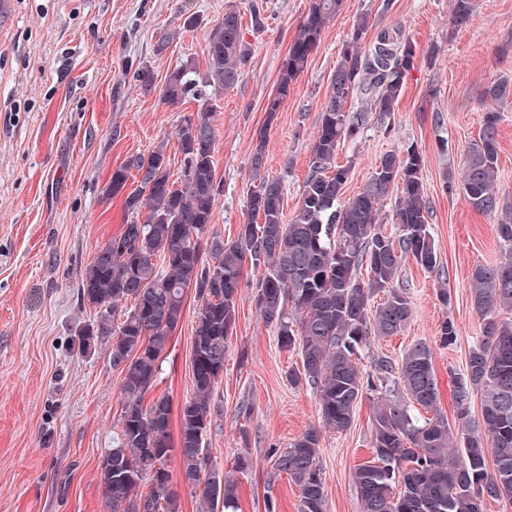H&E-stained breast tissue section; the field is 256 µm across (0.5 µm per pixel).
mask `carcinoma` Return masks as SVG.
<instances>
[{
    "label": "carcinoma",
    "instance_id": "obj_1",
    "mask_svg": "<svg viewBox=\"0 0 512 512\" xmlns=\"http://www.w3.org/2000/svg\"><path fill=\"white\" fill-rule=\"evenodd\" d=\"M341 6L342 0H309L268 99V118L279 111ZM472 10L473 0H453V24L467 23ZM370 28L367 12L353 24L321 108L309 172L291 217L284 214L282 181L264 177L249 189V218L236 238L208 233L221 192L211 95L236 85L249 57L234 8L224 10L206 38L205 72L186 62L162 85L164 101L192 100L197 106V116L185 117L177 130L180 180L170 179L162 145L112 172V195L125 188L130 173L137 179L124 200L127 221L95 252L78 283L81 303L96 311L94 322L78 332L79 347L89 352L105 346L122 375L118 433L98 466L109 512H176L168 469L174 452L182 482L200 490L201 512H237L238 481L210 462L206 440L221 430L215 392L247 266L262 270L254 301L263 323L276 329L282 348L299 351L301 369L289 372L288 381L317 394L322 426L309 428L286 448L267 451L273 476L284 473L297 486L299 512H325L322 431L347 429L358 404L380 389L386 395L373 402L372 458L353 474L362 512H483L489 499L512 502V321L499 316L502 309L512 310V209L500 207L495 190L497 111L484 113L479 139L459 169L448 170V184L469 207L498 215L497 239L511 253L504 262L475 267L467 282L484 330L456 381L458 430L437 412L428 345L407 348L396 363L377 358L374 377L363 376L358 365L359 351L371 337L397 335L411 319L412 303L396 285L403 262L410 258L427 270L437 266L424 158L417 149L385 153L364 187L343 197L351 166L337 164L336 152L360 136L370 114L381 120L391 116L415 61L412 43L395 29H379L362 49ZM484 96L495 103L512 97V82L495 81ZM264 144L261 131L251 159L256 173L265 165ZM392 192L395 237L385 234L380 222L383 201ZM190 289L200 302L192 326L193 394L180 406L175 438L169 397L148 401L146 396L159 380ZM378 296L382 300L371 305ZM475 395L482 418L477 427L471 424ZM415 405L433 416L414 414Z\"/></svg>",
    "mask_w": 512,
    "mask_h": 512
}]
</instances>
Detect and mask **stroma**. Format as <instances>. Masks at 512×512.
Returning <instances> with one entry per match:
<instances>
[{
	"label": "stroma",
	"mask_w": 512,
	"mask_h": 512,
	"mask_svg": "<svg viewBox=\"0 0 512 512\" xmlns=\"http://www.w3.org/2000/svg\"><path fill=\"white\" fill-rule=\"evenodd\" d=\"M309 0H10L0 15V512H107L98 464L111 448L121 410L119 370L104 348L81 352L75 332L96 313L81 305L77 285L98 248L126 220L123 195H111L114 169L129 156L164 146L171 170L181 155L176 131L191 103H166L160 91L143 94L133 77L142 66L157 79L186 59L204 67L210 28L237 6L250 60L234 87L212 97L214 161L223 190L213 228L234 240L248 219L254 182L251 153L266 134V175L284 188V212L293 214L308 175L321 107L337 62L361 13L374 26L400 27L416 47L413 70L390 120L370 119L362 136L341 146L337 163H351L345 187L353 195L380 157L415 147L425 159L428 221L437 253L435 270L405 261L398 287L412 303L403 332L371 338L359 367L374 371L380 356L400 358L423 342L433 351L441 415L454 419L456 379L483 331L467 288L472 269L503 258L496 216L474 212L444 175L458 167L477 139L487 108L483 92L512 80V0H473L469 22L451 26V0H344L306 70L275 117L265 107ZM259 8L264 28H255ZM198 27L183 31L185 15ZM174 39L165 51L163 33ZM497 194L512 207V97L496 103ZM257 272L245 270L238 321L217 389L223 428L207 442L213 464L232 470L250 456L241 475L238 512H297L299 492L288 476L269 481L268 449L284 448L318 425V402L306 385L290 384L300 369L296 351L280 348L254 303ZM199 309L187 294L181 321L167 347L153 396L173 407L192 395V324ZM457 340L437 341L443 320ZM373 403L363 400L351 426L324 432L321 446L325 512H361L352 475L372 456Z\"/></svg>",
	"instance_id": "obj_1"
}]
</instances>
